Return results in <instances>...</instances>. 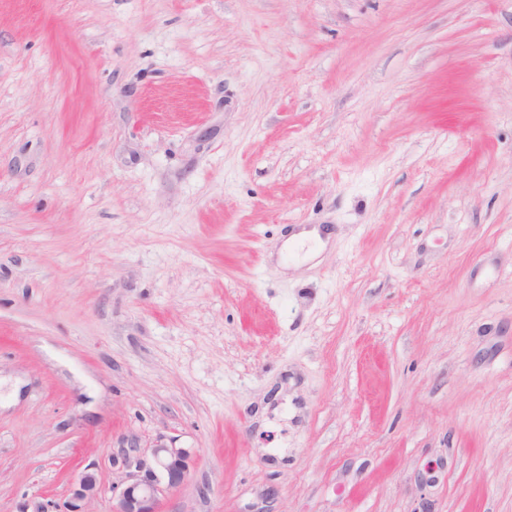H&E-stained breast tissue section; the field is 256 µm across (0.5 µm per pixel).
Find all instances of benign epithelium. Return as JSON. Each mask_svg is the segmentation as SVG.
<instances>
[{
	"instance_id": "1",
	"label": "benign epithelium",
	"mask_w": 512,
	"mask_h": 512,
	"mask_svg": "<svg viewBox=\"0 0 512 512\" xmlns=\"http://www.w3.org/2000/svg\"><path fill=\"white\" fill-rule=\"evenodd\" d=\"M195 457L194 449L178 448L174 442L166 443L162 439L149 448L145 457L122 451V458L116 457L114 462L125 468L126 475L112 512H157L163 489L178 487L187 477ZM98 492L97 474L86 468L71 487L63 506L37 501L27 505L24 512H88V504Z\"/></svg>"
}]
</instances>
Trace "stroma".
I'll list each match as a JSON object with an SVG mask.
<instances>
[{
    "label": "stroma",
    "instance_id": "35a3bbf8",
    "mask_svg": "<svg viewBox=\"0 0 512 512\" xmlns=\"http://www.w3.org/2000/svg\"><path fill=\"white\" fill-rule=\"evenodd\" d=\"M161 436L159 512H512V0H0V512Z\"/></svg>",
    "mask_w": 512,
    "mask_h": 512
}]
</instances>
